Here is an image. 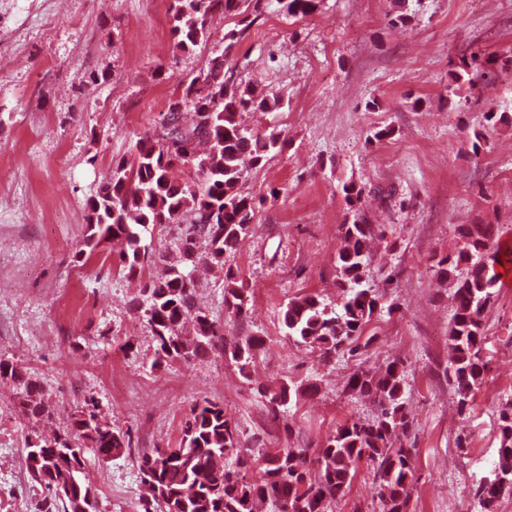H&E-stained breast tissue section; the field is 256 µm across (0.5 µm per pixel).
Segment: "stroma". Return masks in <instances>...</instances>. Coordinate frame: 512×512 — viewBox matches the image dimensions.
I'll return each instance as SVG.
<instances>
[{"mask_svg": "<svg viewBox=\"0 0 512 512\" xmlns=\"http://www.w3.org/2000/svg\"><path fill=\"white\" fill-rule=\"evenodd\" d=\"M169 7L0 0V358L43 388L52 414L25 415L14 383L0 379V512H39L46 490L21 472L27 445L60 431L86 398L132 447L107 460L84 449L98 512H144L132 454L174 446L196 402L223 405L242 448L314 451L348 419L378 415L345 385L396 358L415 448L409 512H479L474 488L497 460L499 408L512 399V288L484 315L487 372L462 412L448 370L453 287L434 264L462 248L466 225L495 224L512 239V0H318L306 16L243 0L189 52L175 46ZM475 53L485 65L457 92L453 78ZM220 54L235 80L280 95L279 111L242 121L277 132L283 147L241 184L256 215L224 256L250 290L248 314L225 309L223 274L201 266L183 332L205 320L228 344L263 337L246 377L216 352L151 365L154 341L135 298L178 258L177 225L151 229L150 258L133 278L110 243L83 250L87 202L113 160L129 156ZM357 216L375 228L372 282L400 309L375 316L359 354L325 362L288 338L282 310L305 294L339 304L340 227ZM284 381L316 390L271 414L256 389ZM376 500L363 463L328 512H373Z\"/></svg>", "mask_w": 512, "mask_h": 512, "instance_id": "obj_1", "label": "stroma"}]
</instances>
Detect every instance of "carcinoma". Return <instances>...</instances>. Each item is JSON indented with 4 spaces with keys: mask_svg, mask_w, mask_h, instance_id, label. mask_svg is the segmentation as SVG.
Instances as JSON below:
<instances>
[{
    "mask_svg": "<svg viewBox=\"0 0 512 512\" xmlns=\"http://www.w3.org/2000/svg\"><path fill=\"white\" fill-rule=\"evenodd\" d=\"M242 0H171V34L177 48L188 51L211 38L209 21L239 11ZM291 15L306 16L316 0H277ZM281 98L264 94L224 73V56L211 59L191 78L182 97L171 103L166 122L139 138L128 158L112 162L109 177L89 201V233L84 246L95 250L104 241L121 244L119 265L134 276L149 258L144 235L155 224L181 228L180 256L140 289L138 304L151 328L155 351L152 367L189 360L219 349L243 375L249 374L263 340L247 336L226 347L224 337L209 322H198L195 334L181 335L192 307L195 284L183 265L196 262L197 242L204 238V262L224 274V306L238 315L249 311L250 292L232 268L224 267V253L235 249L250 231L255 217L252 199L239 185L246 177L243 159L263 164L267 154L282 147L279 136L259 137L243 125L244 112H276ZM196 170L191 182L172 179L175 165ZM344 241L336 257L337 281L344 302L336 309L314 295L296 297L285 305L282 322L298 343L318 349L331 360L358 350L355 341L375 315L392 314L395 305L366 280L374 228L356 220L341 225ZM463 247L436 262V272L453 283L455 312L449 330L450 373L457 407L467 409L487 372L481 356L482 318L500 287L499 269L512 263V252L499 244L492 224L460 228ZM466 272L457 275L461 265ZM405 366L398 359L376 371L353 373L349 390L372 398L381 408L374 422L354 418L328 436L322 448H283L274 453L259 448L253 463L261 475L252 480L248 458L241 455L235 426L224 407L204 401L193 406L179 442L137 456L141 481L150 497L147 505L161 512H326L325 504L341 498L364 462L372 469L382 512H408L412 486L413 449L400 436L410 426L404 405ZM0 378L19 385L22 411L34 417L47 413L36 383L17 366L0 359ZM310 387L284 382L275 388L258 387L273 412L302 396ZM498 459L474 496L481 512H496L497 502L512 494V403L499 412ZM126 435L112 430L98 413L93 399L72 414L66 429L51 439L36 437L28 444L26 470L44 486L42 512H96L90 486L82 479V447L95 448L108 459L129 449Z\"/></svg>",
    "mask_w": 512,
    "mask_h": 512,
    "instance_id": "1",
    "label": "carcinoma"
}]
</instances>
